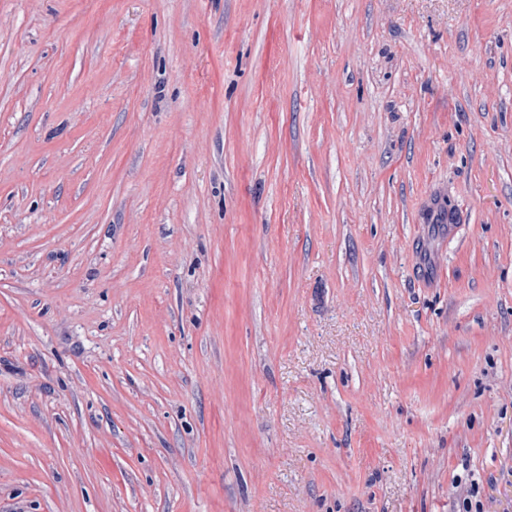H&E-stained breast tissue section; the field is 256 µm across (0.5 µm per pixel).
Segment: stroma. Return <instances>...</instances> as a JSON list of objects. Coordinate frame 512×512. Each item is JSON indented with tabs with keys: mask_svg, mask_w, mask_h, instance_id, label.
<instances>
[{
	"mask_svg": "<svg viewBox=\"0 0 512 512\" xmlns=\"http://www.w3.org/2000/svg\"><path fill=\"white\" fill-rule=\"evenodd\" d=\"M512 512V0H0V512Z\"/></svg>",
	"mask_w": 512,
	"mask_h": 512,
	"instance_id": "stroma-1",
	"label": "stroma"
}]
</instances>
